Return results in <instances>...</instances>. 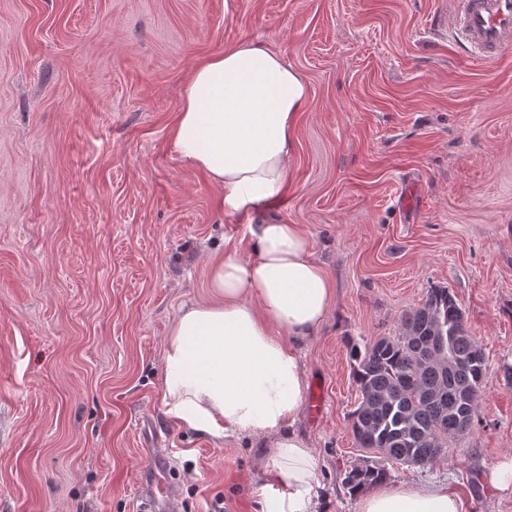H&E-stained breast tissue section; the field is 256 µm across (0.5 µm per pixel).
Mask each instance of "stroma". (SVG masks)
Returning a JSON list of instances; mask_svg holds the SVG:
<instances>
[{
  "label": "stroma",
  "instance_id": "obj_1",
  "mask_svg": "<svg viewBox=\"0 0 512 512\" xmlns=\"http://www.w3.org/2000/svg\"><path fill=\"white\" fill-rule=\"evenodd\" d=\"M453 0H0V512H137L143 448L165 433L181 512H256L261 441L218 443L163 405L180 308L211 299L207 258L244 237L171 133L195 64L269 46L306 82L291 177L267 219L298 224L334 283L300 349L296 431L320 512L364 457L351 344L395 336L449 289L485 354L471 431L390 484L440 482L465 512H512V55L475 65Z\"/></svg>",
  "mask_w": 512,
  "mask_h": 512
}]
</instances>
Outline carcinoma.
<instances>
[{
  "label": "carcinoma",
  "mask_w": 512,
  "mask_h": 512,
  "mask_svg": "<svg viewBox=\"0 0 512 512\" xmlns=\"http://www.w3.org/2000/svg\"><path fill=\"white\" fill-rule=\"evenodd\" d=\"M349 359L359 391L348 417L353 438L385 457L351 466L343 479L349 494L389 479V463L440 461L448 439L471 429L485 357L448 289H430L423 305L404 315L398 336L353 344Z\"/></svg>",
  "instance_id": "obj_1"
}]
</instances>
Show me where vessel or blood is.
Returning a JSON list of instances; mask_svg holds the SVG:
<instances>
[{"instance_id": "b4317fda", "label": "vessel or blood", "mask_w": 512, "mask_h": 512, "mask_svg": "<svg viewBox=\"0 0 512 512\" xmlns=\"http://www.w3.org/2000/svg\"><path fill=\"white\" fill-rule=\"evenodd\" d=\"M453 33L471 59L492 64L512 54V0H454ZM147 472L138 490L139 512H178L172 460L164 438L145 451Z\"/></svg>"}]
</instances>
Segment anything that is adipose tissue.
<instances>
[{
	"label": "adipose tissue",
	"mask_w": 512,
	"mask_h": 512,
	"mask_svg": "<svg viewBox=\"0 0 512 512\" xmlns=\"http://www.w3.org/2000/svg\"><path fill=\"white\" fill-rule=\"evenodd\" d=\"M308 91L266 46L241 41L198 63L172 131L181 160L204 172L234 211L261 208L286 185L297 116ZM252 256L228 249L206 264L211 303L182 307L163 357V403L184 429L267 439L282 491L260 512H316L318 462L293 429L306 383L297 354L326 319L333 284L297 224L259 222ZM447 485L385 487L360 512H463Z\"/></svg>",
	"instance_id": "adipose-tissue-1"
}]
</instances>
